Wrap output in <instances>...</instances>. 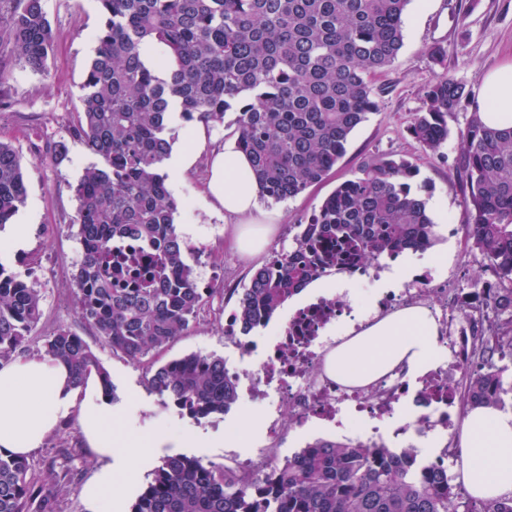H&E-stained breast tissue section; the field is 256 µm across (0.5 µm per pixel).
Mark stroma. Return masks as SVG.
I'll list each match as a JSON object with an SVG mask.
<instances>
[{
	"mask_svg": "<svg viewBox=\"0 0 512 512\" xmlns=\"http://www.w3.org/2000/svg\"><path fill=\"white\" fill-rule=\"evenodd\" d=\"M45 9L55 44L46 72L32 71L17 60L10 46L0 47V140L12 143L21 155L26 201L14 221L30 227L27 248L0 255V264L34 283L42 296V316L25 353H39L44 336L60 327L69 328L85 340L108 370L117 394L128 396L127 409L117 414L115 423L129 440L147 441L160 428H195L205 445L193 449V456L223 465L232 453L225 439L229 425L237 423L247 431L260 420L246 400H239L226 414L201 420L162 406L146 387L144 366L113 355L76 313L70 282L81 259V245L72 186L95 157L72 129L79 109L78 86L97 47L93 33L100 23V5L98 0H45ZM437 42L448 51L442 67L428 55ZM509 63L512 0H412L399 56L375 79L378 107L352 133L336 169L295 197L260 203L254 222L276 227L270 250L290 249L298 224L304 223L339 183L352 178L365 160L386 154L403 156L417 163L420 179L429 186L428 210L439 230L428 257L462 258L453 285L474 287L484 262L469 242L462 186L451 171L460 153V135L476 105L463 104L449 116L448 141L440 153L423 154L408 128L415 112L423 107L426 86L442 72H449L478 95L486 74ZM169 136L173 151L190 146L196 150L194 165L180 174L169 173L168 184L176 197L188 203L177 218V228L202 247L213 268L212 297L186 334L161 352L150 354L149 359L160 365L201 354L250 365V358L240 355L234 341L224 334V310L237 302L235 294H225L224 287H245L264 258H246L227 246L224 210L206 191L213 151L236 140L237 134L234 127L224 124H189L177 118L170 125ZM49 142L64 144L65 157L57 159L45 152ZM30 461L34 473H42L50 462L61 473V482L49 488L58 512H85L82 490L102 460L87 444L77 415L61 421Z\"/></svg>",
	"mask_w": 512,
	"mask_h": 512,
	"instance_id": "35a3bbf8",
	"label": "stroma"
}]
</instances>
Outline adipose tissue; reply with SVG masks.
Masks as SVG:
<instances>
[{
  "label": "adipose tissue",
  "mask_w": 512,
  "mask_h": 512,
  "mask_svg": "<svg viewBox=\"0 0 512 512\" xmlns=\"http://www.w3.org/2000/svg\"><path fill=\"white\" fill-rule=\"evenodd\" d=\"M482 121L491 127H512V64L489 74L479 100ZM224 213L241 218L233 237L244 256L260 254L268 244L269 225L246 223L258 206L259 186L247 156L225 145L213 164L207 184ZM435 321L427 309L405 308L345 338L326 358L329 375L349 386L379 380L399 367L420 375L443 359ZM67 368L35 355L0 366V452L26 456L70 413L103 464L86 484L88 512H126L118 486L139 461L112 418L122 404L104 398L96 386L73 388ZM457 472L466 489L481 500L512 492V410L478 408L468 413L459 439Z\"/></svg>",
  "instance_id": "adipose-tissue-1"
}]
</instances>
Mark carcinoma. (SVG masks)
Returning <instances> with one entry per match:
<instances>
[{
  "instance_id": "obj_1",
  "label": "carcinoma",
  "mask_w": 512,
  "mask_h": 512,
  "mask_svg": "<svg viewBox=\"0 0 512 512\" xmlns=\"http://www.w3.org/2000/svg\"><path fill=\"white\" fill-rule=\"evenodd\" d=\"M0 14V45L42 72L54 54L43 0H11ZM97 48L79 86L73 133L96 156L72 187L82 259L72 277L77 313L112 353L140 364L191 327L207 303L187 263L175 224L178 202L162 164L173 115L205 125L231 124L251 159L260 199L281 202L322 182L346 152L353 131L377 106L374 76L404 44L412 0H98ZM162 48L155 66L145 44ZM166 71V77L157 70ZM473 95L444 72L424 92L411 136L436 154L448 140V115ZM454 166L464 184L472 248L496 275V314L475 349L485 371L469 379L468 408L506 406L499 362L512 361V128H492L473 113ZM420 170L383 155L363 162L305 223L291 249L273 252L238 299L240 333L274 313L327 266L391 252L426 251L436 238ZM19 153L0 142V227L25 203ZM132 237L157 248L144 266L113 263L115 241ZM326 242L336 250L320 253ZM41 316L35 286L0 264V360L22 350ZM41 353L65 365L74 387L96 376L115 396L109 372L84 340L61 327ZM164 405L205 419L238 401L224 358L189 355L145 371ZM0 512H56L28 458L0 455ZM131 512H474L448 470L417 451L318 440L248 481L195 456L162 459ZM481 512H512V495Z\"/></svg>"
}]
</instances>
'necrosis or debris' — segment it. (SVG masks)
Listing matches in <instances>:
<instances>
[{"label":"necrosis or debris","instance_id":"necrosis-or-debris-1","mask_svg":"<svg viewBox=\"0 0 512 512\" xmlns=\"http://www.w3.org/2000/svg\"><path fill=\"white\" fill-rule=\"evenodd\" d=\"M391 264L387 258L346 267L353 281L375 286L368 307L357 305L348 291L332 289L290 309L270 335L250 337L247 353L259 358V365H235L225 373L264 409L267 443L256 455L233 460V468L250 476L266 472L289 431L311 425L339 431L345 440L371 448L387 447L394 437L408 449L414 439L438 434L442 443L434 461L454 466L455 429L465 409L459 384L478 371L472 351L493 319L494 290L485 284L471 293L455 292L433 264L423 266L404 287H381ZM405 307L431 312L447 360L416 377L398 369L365 386L344 385L326 372V357L341 336L356 335L375 319Z\"/></svg>","mask_w":512,"mask_h":512}]
</instances>
